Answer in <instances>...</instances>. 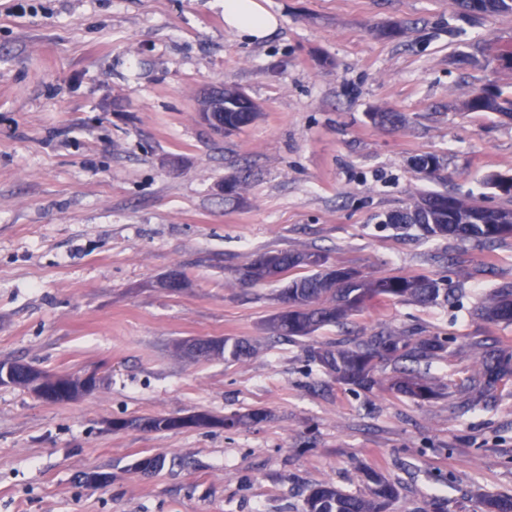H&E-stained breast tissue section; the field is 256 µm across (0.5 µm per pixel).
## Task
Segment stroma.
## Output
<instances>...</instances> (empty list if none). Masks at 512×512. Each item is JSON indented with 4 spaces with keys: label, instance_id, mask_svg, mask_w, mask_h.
Returning a JSON list of instances; mask_svg holds the SVG:
<instances>
[{
    "label": "stroma",
    "instance_id": "35a3bbf8",
    "mask_svg": "<svg viewBox=\"0 0 512 512\" xmlns=\"http://www.w3.org/2000/svg\"><path fill=\"white\" fill-rule=\"evenodd\" d=\"M265 40L224 27L223 0H0V361L96 373L49 403L0 384V512H305L311 487L394 482L390 512H485L512 491V378L481 390L478 344L512 325L476 308L512 284V237L493 244L386 223L429 192L486 207L512 175V119L463 103L512 93V11L455 0H267ZM259 108L239 131L200 116L214 85ZM405 113L396 130L375 112ZM439 157L442 177L413 165ZM237 192H225L228 183ZM318 252L376 278L445 280L446 302L372 301L340 326L281 341L279 286L241 285L270 249ZM187 285L161 288L172 270ZM393 333L442 336L419 363L437 395L364 392L310 351ZM246 339L241 362L182 343ZM267 413L254 423L252 410ZM205 411L233 429L149 432L138 420ZM128 428L116 432L112 420ZM159 456L143 474L134 463ZM89 473L109 483L87 485ZM461 8L471 17L486 16L500 11L512 10V0H457Z\"/></svg>",
    "mask_w": 512,
    "mask_h": 512
}]
</instances>
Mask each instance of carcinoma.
<instances>
[{"instance_id": "cac0c4a2", "label": "carcinoma", "mask_w": 512, "mask_h": 512, "mask_svg": "<svg viewBox=\"0 0 512 512\" xmlns=\"http://www.w3.org/2000/svg\"><path fill=\"white\" fill-rule=\"evenodd\" d=\"M471 17L486 16L512 10V0H458ZM227 111L224 112V132L229 133L252 123L258 112L256 104L234 88H224ZM472 112H499L512 118V96L482 91L464 103ZM415 167L428 177L439 175L441 162L435 155L415 160ZM489 184L499 195L512 202V177L492 175ZM495 211L443 193H428L403 210L387 216L393 224H416L430 236L469 238L493 243L512 236L511 224L494 223ZM306 266L310 273L287 281L279 290L281 310L274 314L269 328L278 336L308 338L320 328L340 324L358 311L366 301L383 298L393 301H414L424 305L448 299V289L442 283L419 276H390L368 279L348 267H336L333 275L326 258L319 253H297L286 249L263 252L244 273L242 282L259 284L285 279L288 270ZM481 314L493 322L512 323V285L490 292ZM448 338L427 336L411 341L407 336L394 334L369 336L359 343L340 347L328 344L311 351L312 361L326 374L332 375L361 390H371L378 384L377 365L384 363L398 373L392 388L413 397L428 399L435 394L432 383L405 363L433 359L445 351ZM250 344L235 338L209 339V346L191 355L200 358L213 356L231 361L251 357ZM479 377L486 387L500 378L512 376V352L497 350L482 357ZM0 384H12L33 391L37 397L54 403L70 402L87 395L97 387V379L79 376H44L34 366L19 361L0 362ZM240 419L217 418L200 412L188 416L154 417L140 423L151 432H170L200 426L236 427ZM365 480L367 496L343 491L329 483L312 487L305 501L306 512H388L398 498L396 485L379 473L368 470ZM488 512H512V493H501L485 502Z\"/></svg>"}]
</instances>
